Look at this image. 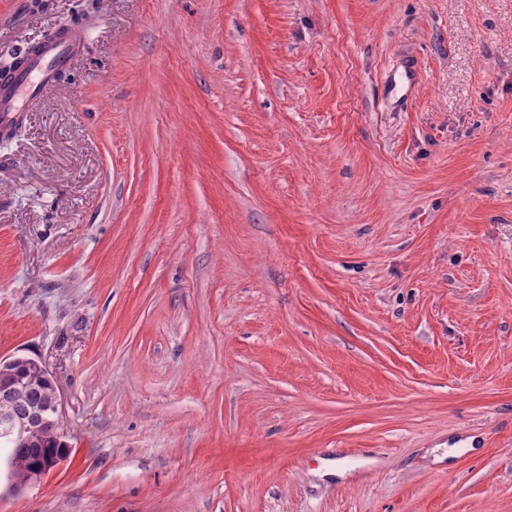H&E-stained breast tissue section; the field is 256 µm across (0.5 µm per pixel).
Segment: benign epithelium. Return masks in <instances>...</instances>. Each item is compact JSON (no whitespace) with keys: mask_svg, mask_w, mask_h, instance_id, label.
Masks as SVG:
<instances>
[{"mask_svg":"<svg viewBox=\"0 0 512 512\" xmlns=\"http://www.w3.org/2000/svg\"><path fill=\"white\" fill-rule=\"evenodd\" d=\"M47 420L62 429L61 401L57 394L49 404L35 407L22 417L9 410L0 412V455L7 464H12L16 454L29 446Z\"/></svg>","mask_w":512,"mask_h":512,"instance_id":"obj_1","label":"benign epithelium"}]
</instances>
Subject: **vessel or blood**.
I'll return each instance as SVG.
<instances>
[{
    "instance_id": "1",
    "label": "vessel or blood",
    "mask_w": 512,
    "mask_h": 512,
    "mask_svg": "<svg viewBox=\"0 0 512 512\" xmlns=\"http://www.w3.org/2000/svg\"><path fill=\"white\" fill-rule=\"evenodd\" d=\"M85 44L83 33L65 34L44 42L32 53L25 70L12 79L0 80V134L9 135L29 105L51 86L58 73L66 71Z\"/></svg>"
}]
</instances>
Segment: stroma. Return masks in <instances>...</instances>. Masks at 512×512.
I'll return each instance as SVG.
<instances>
[{"instance_id": "1", "label": "stroma", "mask_w": 512, "mask_h": 512, "mask_svg": "<svg viewBox=\"0 0 512 512\" xmlns=\"http://www.w3.org/2000/svg\"><path fill=\"white\" fill-rule=\"evenodd\" d=\"M77 20L0 138L69 456L0 512H512V0H0V69Z\"/></svg>"}]
</instances>
